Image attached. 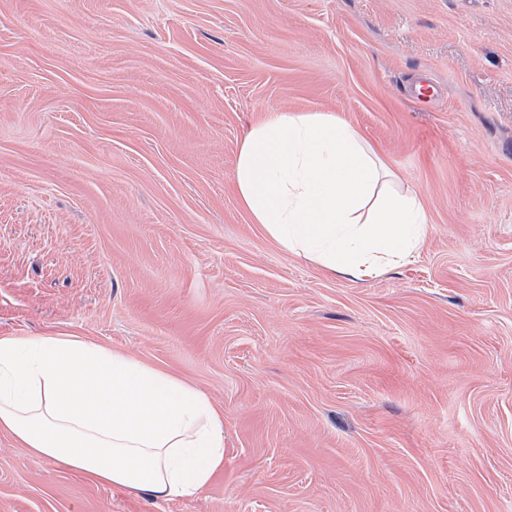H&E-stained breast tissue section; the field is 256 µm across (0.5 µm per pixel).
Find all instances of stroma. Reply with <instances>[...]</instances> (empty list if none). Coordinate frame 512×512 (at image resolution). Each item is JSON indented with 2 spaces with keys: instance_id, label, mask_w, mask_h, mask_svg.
<instances>
[{
  "instance_id": "stroma-1",
  "label": "stroma",
  "mask_w": 512,
  "mask_h": 512,
  "mask_svg": "<svg viewBox=\"0 0 512 512\" xmlns=\"http://www.w3.org/2000/svg\"><path fill=\"white\" fill-rule=\"evenodd\" d=\"M272 109L418 194L409 261L250 222ZM70 335L206 393L224 467L155 501L0 432V512H512V0H0V336Z\"/></svg>"
}]
</instances>
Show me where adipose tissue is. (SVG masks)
<instances>
[{"label":"adipose tissue","mask_w":512,"mask_h":512,"mask_svg":"<svg viewBox=\"0 0 512 512\" xmlns=\"http://www.w3.org/2000/svg\"><path fill=\"white\" fill-rule=\"evenodd\" d=\"M233 183L283 249L351 279L408 260L429 224L415 194L384 190L376 153L332 113L269 112L247 132ZM0 431L157 501L196 495L224 466V417L204 393L80 336H0Z\"/></svg>","instance_id":"1"}]
</instances>
